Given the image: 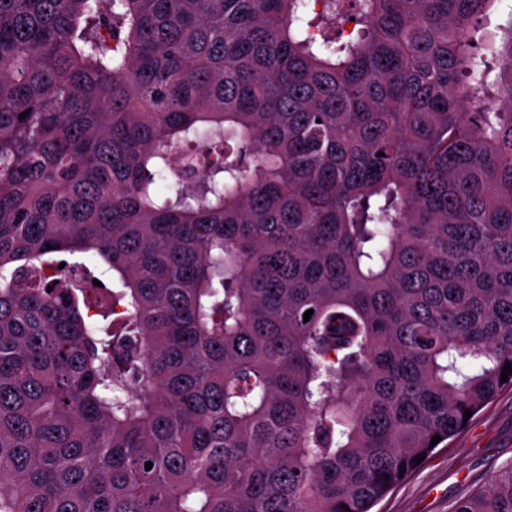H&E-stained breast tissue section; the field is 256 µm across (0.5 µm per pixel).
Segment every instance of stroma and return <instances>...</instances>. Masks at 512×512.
Instances as JSON below:
<instances>
[{
	"label": "stroma",
	"mask_w": 512,
	"mask_h": 512,
	"mask_svg": "<svg viewBox=\"0 0 512 512\" xmlns=\"http://www.w3.org/2000/svg\"><path fill=\"white\" fill-rule=\"evenodd\" d=\"M512 464V391L480 410L447 447L436 449L373 512H451L458 497L485 486Z\"/></svg>",
	"instance_id": "obj_1"
}]
</instances>
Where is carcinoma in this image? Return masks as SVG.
I'll use <instances>...</instances> for the list:
<instances>
[{
  "label": "carcinoma",
  "mask_w": 512,
  "mask_h": 512,
  "mask_svg": "<svg viewBox=\"0 0 512 512\" xmlns=\"http://www.w3.org/2000/svg\"><path fill=\"white\" fill-rule=\"evenodd\" d=\"M497 2L0 0V512H371L512 389Z\"/></svg>",
  "instance_id": "1"
}]
</instances>
